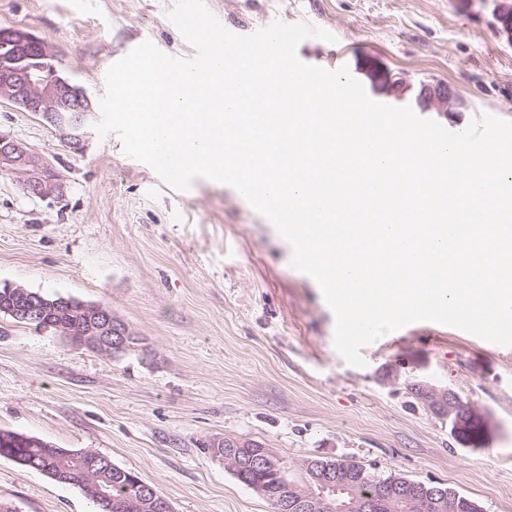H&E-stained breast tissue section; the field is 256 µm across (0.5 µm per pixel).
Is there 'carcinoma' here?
Masks as SVG:
<instances>
[{"mask_svg": "<svg viewBox=\"0 0 512 512\" xmlns=\"http://www.w3.org/2000/svg\"><path fill=\"white\" fill-rule=\"evenodd\" d=\"M84 317L81 303L72 300L46 305L43 320L34 324L37 329L58 331V327L67 326ZM442 415H449L448 424L460 439L480 441L483 429L480 423L463 422L456 426L460 412L448 414V410L437 409ZM0 457L12 459L24 466L37 470L54 481L68 486L86 487L92 482L109 490L118 503H131L136 506L135 512H154L152 509V494L144 489V485L132 478L134 472L124 468L105 469L102 465H89L88 459L79 451L65 448H53L38 439L24 438L21 434L11 431H0ZM348 477L350 484L345 498L359 497L366 486H375L381 490L387 482L396 484L394 495L388 500H381L375 512H421L413 504V499L441 500L446 499L457 503V512H483L482 506L469 497L441 485H433L415 480L400 474L381 475L366 464L353 458L319 459ZM239 481L248 486L260 483L267 489L266 500L272 512H282L284 505L279 503L278 490L280 485L288 484L295 488L316 487L312 475L303 471L301 484H296L288 478V467L279 463V475L274 477L262 472L246 471Z\"/></svg>", "mask_w": 512, "mask_h": 512, "instance_id": "cac0c4a2", "label": "carcinoma"}]
</instances>
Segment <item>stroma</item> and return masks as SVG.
<instances>
[{"instance_id": "35a3bbf8", "label": "stroma", "mask_w": 512, "mask_h": 512, "mask_svg": "<svg viewBox=\"0 0 512 512\" xmlns=\"http://www.w3.org/2000/svg\"><path fill=\"white\" fill-rule=\"evenodd\" d=\"M172 0H0V29L44 40L53 63L92 100L108 68L144 41L191 46L169 22ZM238 35L309 21L335 42L303 40L308 64L348 67L368 95L397 105L392 83L442 81L461 101L442 124L480 113L512 120V44L493 0H205ZM0 133L55 167L62 197L28 194L0 172V287L100 304L139 347L74 346L0 315V430L92 450L131 470L174 512H271L208 453L221 438L269 448L298 476L302 460L353 456L460 491L485 512H512V347L415 322L366 346L365 367L334 345L319 284L291 265L274 226L232 187L195 180L184 193L127 157L121 139L66 145L32 113L0 101ZM452 390L488 432L461 445L448 419L411 394ZM0 501L18 512H90L85 491L0 457Z\"/></svg>"}]
</instances>
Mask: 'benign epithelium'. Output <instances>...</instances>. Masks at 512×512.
Masks as SVG:
<instances>
[{
  "instance_id": "1",
  "label": "benign epithelium",
  "mask_w": 512,
  "mask_h": 512,
  "mask_svg": "<svg viewBox=\"0 0 512 512\" xmlns=\"http://www.w3.org/2000/svg\"><path fill=\"white\" fill-rule=\"evenodd\" d=\"M494 16L500 24L501 33L512 44V3L509 0H496ZM0 43L13 47L10 55L0 57V99L40 117L55 128L64 141L83 145L88 117L95 112L94 105L82 87L59 75L55 66L50 64L54 55L49 45L21 28L0 31ZM414 99L421 111L438 112L445 116L455 111L458 104L453 92L442 82L421 84ZM0 171L11 175L24 190L35 196L48 198L63 192L59 175L47 161L2 133ZM16 295L19 302L11 313L25 320L35 318L40 305L22 286L17 287ZM84 308L87 323L66 327L64 332L78 337V344L92 351H122L127 345L129 329H124L114 340L107 335L115 324L112 310L98 304H86ZM426 389L435 405L457 409L454 392L429 385ZM212 447L224 449V464L238 469L253 465L270 467L276 459L269 449L256 450L247 443L237 442L228 446L218 440L212 443ZM315 473L317 489L302 492L293 499L292 507L298 512H361L374 507L369 498L336 504L333 496L338 494L339 487L336 479L329 474V468L320 466Z\"/></svg>"
}]
</instances>
